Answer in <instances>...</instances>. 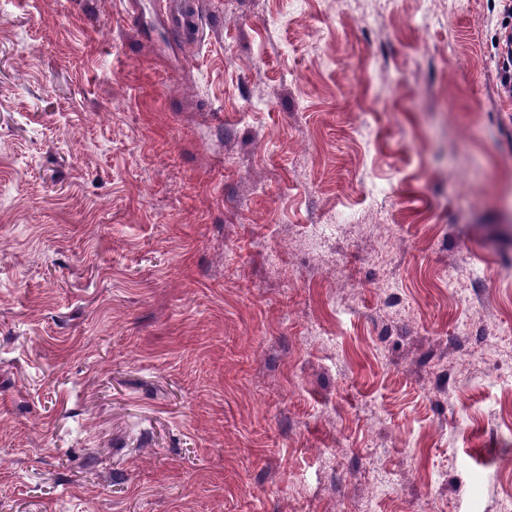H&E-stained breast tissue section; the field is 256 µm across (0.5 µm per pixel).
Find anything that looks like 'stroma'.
Listing matches in <instances>:
<instances>
[{
    "instance_id": "1",
    "label": "stroma",
    "mask_w": 512,
    "mask_h": 512,
    "mask_svg": "<svg viewBox=\"0 0 512 512\" xmlns=\"http://www.w3.org/2000/svg\"><path fill=\"white\" fill-rule=\"evenodd\" d=\"M126 2L0 0V512H502L501 0ZM155 4L160 6L158 14L165 16V19L185 36L199 35L201 29L200 15L195 10L190 11L182 0H156Z\"/></svg>"
}]
</instances>
